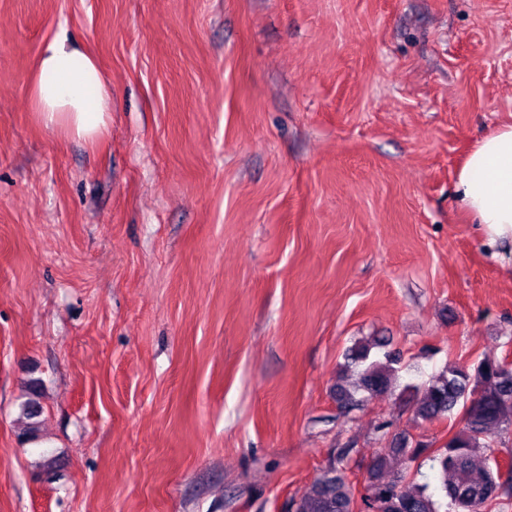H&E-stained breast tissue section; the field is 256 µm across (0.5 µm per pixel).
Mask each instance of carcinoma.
Segmentation results:
<instances>
[{"mask_svg":"<svg viewBox=\"0 0 512 512\" xmlns=\"http://www.w3.org/2000/svg\"><path fill=\"white\" fill-rule=\"evenodd\" d=\"M389 339L356 341L345 353L341 375L333 387L338 406L353 410L370 396L395 391L398 357L391 352L371 357L372 350ZM31 398L20 406L18 420L24 434L40 436L42 408L35 399L38 385L29 387ZM422 391L411 406L413 422L432 423L454 417L460 408V428L429 456L442 500L429 492L430 483L402 487V474L389 475L390 460L398 459L411 471L428 448L410 446L405 434L392 435L391 447L378 455L368 472L364 512H493L505 498L512 499V478L501 481L494 445L512 432V367L507 359L485 354L468 365L448 362L422 386L406 384L401 393ZM294 512H354V495L336 460H330L304 491L292 500Z\"/></svg>","mask_w":512,"mask_h":512,"instance_id":"1","label":"carcinoma"}]
</instances>
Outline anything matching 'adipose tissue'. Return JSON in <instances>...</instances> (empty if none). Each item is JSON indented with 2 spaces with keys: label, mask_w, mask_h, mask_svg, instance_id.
I'll return each mask as SVG.
<instances>
[{
  "label": "adipose tissue",
  "mask_w": 512,
  "mask_h": 512,
  "mask_svg": "<svg viewBox=\"0 0 512 512\" xmlns=\"http://www.w3.org/2000/svg\"><path fill=\"white\" fill-rule=\"evenodd\" d=\"M31 98L37 120L66 137L93 142L108 127L111 100L97 63L66 38L43 47ZM457 194L478 224L491 258L512 265V124L471 147L458 174Z\"/></svg>",
  "instance_id": "1"
}]
</instances>
